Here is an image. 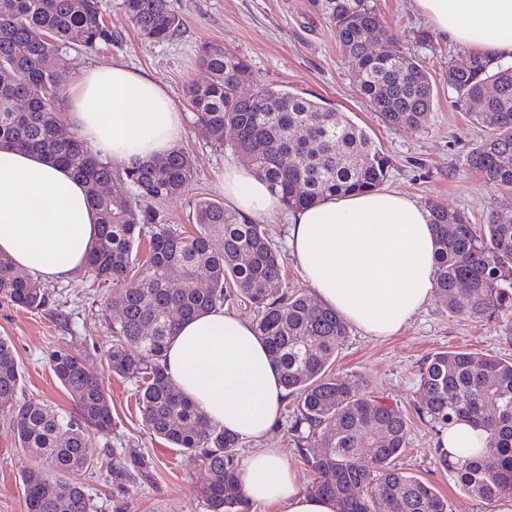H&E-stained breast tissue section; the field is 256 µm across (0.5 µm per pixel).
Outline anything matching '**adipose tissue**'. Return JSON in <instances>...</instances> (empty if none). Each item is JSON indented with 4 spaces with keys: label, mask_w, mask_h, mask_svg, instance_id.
<instances>
[{
    "label": "adipose tissue",
    "mask_w": 512,
    "mask_h": 512,
    "mask_svg": "<svg viewBox=\"0 0 512 512\" xmlns=\"http://www.w3.org/2000/svg\"><path fill=\"white\" fill-rule=\"evenodd\" d=\"M431 30L512 65V0H414ZM69 124L100 155L131 167L177 146L183 117L171 91L123 65L92 67L67 83ZM227 207L250 218L281 202L253 169H224ZM86 189L47 157L0 143V254L14 268L65 280L84 266L98 237ZM288 246L321 305L373 336L398 333L434 291L435 240L428 214L395 192L330 197L293 212ZM166 372L210 423L260 442L279 420L286 390L253 323L214 309L182 323ZM248 501L283 512H339L306 492L276 448L258 447L240 469Z\"/></svg>",
    "instance_id": "ef3b65f1"
}]
</instances>
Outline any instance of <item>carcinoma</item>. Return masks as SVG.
Listing matches in <instances>:
<instances>
[{"label":"carcinoma","mask_w":512,"mask_h":512,"mask_svg":"<svg viewBox=\"0 0 512 512\" xmlns=\"http://www.w3.org/2000/svg\"><path fill=\"white\" fill-rule=\"evenodd\" d=\"M312 11L335 30L354 62L360 94L391 127L419 128L428 120L433 86L428 72L382 26L373 0H309ZM138 33L165 42L182 22L170 0H122ZM385 34L383 52L373 46ZM112 43L98 0H0V142L47 156L67 166L87 189L99 215V238L85 270L112 288L110 303L121 315L112 326L108 369L141 382L139 408L145 427L209 473L201 488L207 512H237L240 440L210 424L166 373L165 353L178 326L240 297L257 310L265 341L288 395L298 399L294 427H307L322 451L304 457L317 475L316 494L336 499L340 512H448L435 489L398 467L407 447V421L398 407L365 392L358 383L330 374L348 326L305 292L282 287L280 254L263 225L224 207L195 202V232L184 235L154 210L133 206L112 192L117 178L141 198L183 195L193 181L190 154L176 147L141 165L113 170L81 137L60 135L56 103L66 83L54 68L57 53ZM198 63L210 74L184 95L209 142L252 159V168L295 211L324 198L378 189L389 160L365 131L342 112L293 91L260 87L239 93L250 77L247 61L217 44L205 45ZM448 86L477 104L472 122L488 137L469 165L489 184L512 191V67L478 54L463 67L448 66ZM293 156L288 164L283 158ZM436 242L434 283L448 310L490 319L512 310V207L492 211L478 235L467 216L437 202L426 204ZM150 255L138 263L142 236ZM0 297L38 310L49 296L41 284L16 274L0 255ZM52 371L70 395L74 411L39 402L13 405L20 387L13 345L0 338V408L11 409L19 447L38 461L22 472L26 512H91L82 485L65 480L89 467L90 433L112 430V410L99 376L77 356L58 351ZM420 411L435 436L440 466L465 492L482 499L512 497V359L474 352L430 355L418 373ZM465 421L487 434L484 448H458L457 460L442 447L448 426ZM498 466L483 464L488 454Z\"/></svg>","instance_id":"1"}]
</instances>
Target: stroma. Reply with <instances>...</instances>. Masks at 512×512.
I'll return each instance as SVG.
<instances>
[{
  "label": "stroma",
  "mask_w": 512,
  "mask_h": 512,
  "mask_svg": "<svg viewBox=\"0 0 512 512\" xmlns=\"http://www.w3.org/2000/svg\"><path fill=\"white\" fill-rule=\"evenodd\" d=\"M120 3L100 0L114 36L112 43L70 53L59 67L72 77L88 67L118 62L152 75L172 91L184 114L180 144L193 159L194 179L182 196L143 199L139 205L162 212L166 223L179 231L194 232L195 201L223 199L224 168L242 161L231 150L212 147L183 94L188 83L207 79L197 57L209 43L244 57L254 84L285 87L346 113L388 158L386 189L420 205L432 199L464 212L479 233L492 210L512 206V193L486 183L467 162L485 133L471 124L468 105L449 89L448 67L465 65L470 51L438 38L417 12L414 0L374 3L384 25L406 51L423 61L429 73L433 108L418 129L392 128L380 121L361 97L352 63L340 52L334 29L312 13L308 0H170L182 26L176 37L163 43L145 41ZM264 225L281 257L284 287L306 290L288 251V210L266 218ZM43 286L49 301L39 310L18 307L0 297V337L12 342L22 375L16 403L35 401L72 410L69 395L50 368V356L58 350L80 356L100 376L112 409V431L91 435L86 449L90 466L73 476L88 493L91 512H206L200 497L208 479L205 468L143 425L138 382L108 369L111 326L118 314L108 305L109 286L84 271L66 281H44ZM447 350L512 358V317L478 320L457 315L435 294L396 335L376 337L350 328L332 371L398 406L408 428V446L398 464L447 498L448 512H512V497L470 496L437 464L434 433L419 413L418 371L426 357ZM298 413L297 399L288 398L264 445L281 449L301 487L308 490L315 475L304 458L319 451L320 442L299 438L293 431ZM31 464L18 446L10 411L0 410V512H26L21 471Z\"/></svg>",
  "instance_id": "stroma-1"
}]
</instances>
